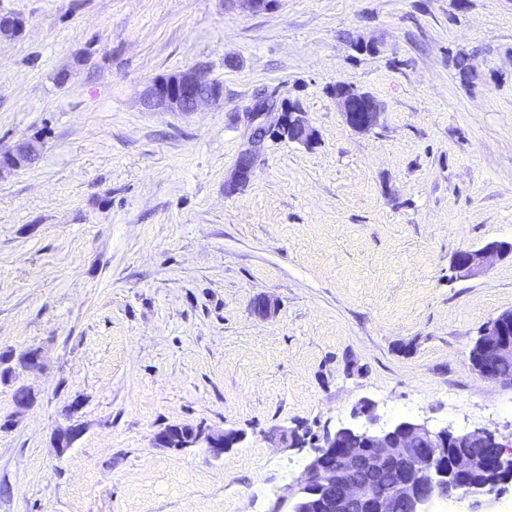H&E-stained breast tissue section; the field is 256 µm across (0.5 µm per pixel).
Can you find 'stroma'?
Returning a JSON list of instances; mask_svg holds the SVG:
<instances>
[{"label": "stroma", "mask_w": 512, "mask_h": 512, "mask_svg": "<svg viewBox=\"0 0 512 512\" xmlns=\"http://www.w3.org/2000/svg\"><path fill=\"white\" fill-rule=\"evenodd\" d=\"M0 512H270L308 444L401 419L512 434V387L471 367L512 311V257L462 278L454 254L512 239V0H0ZM375 50L357 53L354 43ZM474 55L462 85L458 49ZM224 87L195 112L148 111L156 77ZM344 83L382 105L352 131ZM296 104L316 145L268 142L230 190L255 95ZM261 296L271 317L253 315ZM36 402L17 412V388ZM173 424L236 429L155 446ZM81 429L57 453V430ZM278 428L303 434L277 448ZM26 21L17 14H0V44L7 45L19 38L25 31ZM39 145L34 140H23L14 148L0 152V172H10L29 166L38 154ZM206 447L215 457H220L224 454L225 448H232L239 444L243 439V434L238 430L227 429L221 432H207L205 433Z\"/></svg>", "instance_id": "1"}]
</instances>
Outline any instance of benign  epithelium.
<instances>
[{
    "mask_svg": "<svg viewBox=\"0 0 512 512\" xmlns=\"http://www.w3.org/2000/svg\"><path fill=\"white\" fill-rule=\"evenodd\" d=\"M26 21L17 14H0V44L7 45L25 31ZM205 73L192 69L152 81L142 94V105L148 111L179 112L184 105L195 112L207 102L223 96L220 90L200 93ZM336 104L346 124L354 131L367 132L378 123L380 103L365 92L345 86L334 92ZM276 100L269 94L257 97L246 118L247 140L240 151L232 176L235 187L245 186L251 179L267 141L288 140L311 146L317 140L303 112L281 109L275 122L267 121ZM34 140H23L14 148L0 152V172L29 166L38 154ZM512 254V242L491 241L477 249L456 253L452 268L461 277L479 274L494 258ZM477 352L469 359L475 371L491 384L512 386V376L503 377L495 363L512 359V312L491 320L476 340ZM366 422L362 428H340L324 435L301 474L285 486L280 503L287 512H429L435 499H453L467 503L465 512H490V505L500 491L473 480L481 473L487 476L512 474V439L507 440L485 429L455 432L435 429L425 421L403 419L393 425L376 429L373 407L363 410ZM243 434L234 429L205 433L210 452L220 457L224 450L239 444ZM269 439L280 448L298 447V435L286 428L274 431ZM477 442L491 448L483 456L458 453L448 456L446 449L455 443ZM388 462L401 466L393 488L383 492L372 475Z\"/></svg>",
    "mask_w": 512,
    "mask_h": 512,
    "instance_id": "obj_1",
    "label": "benign epithelium"
}]
</instances>
